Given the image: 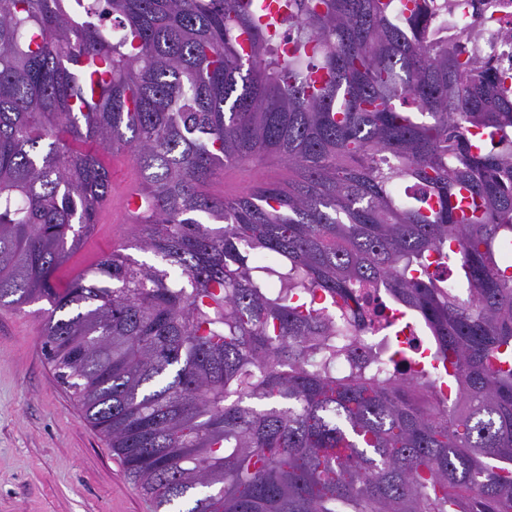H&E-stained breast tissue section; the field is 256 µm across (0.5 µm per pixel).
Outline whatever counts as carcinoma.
I'll return each mask as SVG.
<instances>
[{
  "label": "carcinoma",
  "mask_w": 512,
  "mask_h": 512,
  "mask_svg": "<svg viewBox=\"0 0 512 512\" xmlns=\"http://www.w3.org/2000/svg\"><path fill=\"white\" fill-rule=\"evenodd\" d=\"M408 2L0 0V308L155 512H512V87ZM110 153L158 263L58 288ZM104 163L112 177V195L124 183L135 182L138 171L135 166L124 156H106ZM258 176L281 179L287 177V172L274 160L269 161L261 169L240 166L227 170L224 175L216 181L213 190L222 195H224V192L227 194H236Z\"/></svg>",
  "instance_id": "cac0c4a2"
}]
</instances>
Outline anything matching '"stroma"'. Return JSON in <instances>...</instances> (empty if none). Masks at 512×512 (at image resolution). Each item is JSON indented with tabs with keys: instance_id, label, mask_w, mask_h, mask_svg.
<instances>
[{
	"instance_id": "1",
	"label": "stroma",
	"mask_w": 512,
	"mask_h": 512,
	"mask_svg": "<svg viewBox=\"0 0 512 512\" xmlns=\"http://www.w3.org/2000/svg\"><path fill=\"white\" fill-rule=\"evenodd\" d=\"M98 222L57 270V287L125 241V223ZM48 310L44 301L0 308V512H152L45 358Z\"/></svg>"
}]
</instances>
